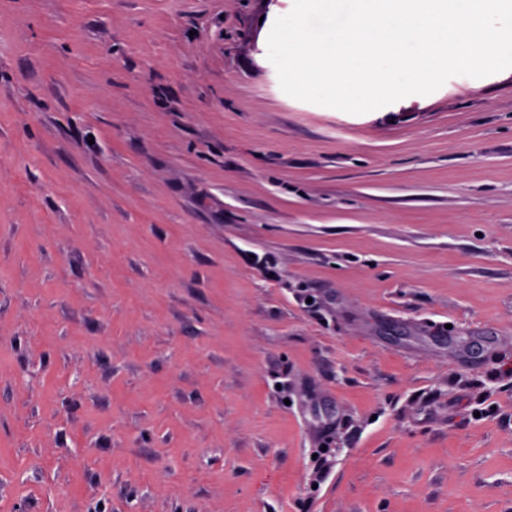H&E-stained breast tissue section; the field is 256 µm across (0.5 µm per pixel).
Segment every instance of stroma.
Wrapping results in <instances>:
<instances>
[{"mask_svg":"<svg viewBox=\"0 0 512 512\" xmlns=\"http://www.w3.org/2000/svg\"><path fill=\"white\" fill-rule=\"evenodd\" d=\"M292 7L0 0V512H512V68L300 101Z\"/></svg>","mask_w":512,"mask_h":512,"instance_id":"stroma-1","label":"stroma"}]
</instances>
